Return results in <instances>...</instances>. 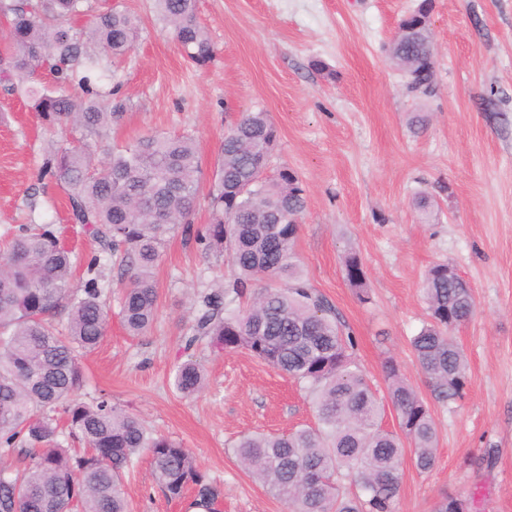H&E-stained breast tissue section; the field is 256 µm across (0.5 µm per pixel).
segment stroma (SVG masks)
Returning a JSON list of instances; mask_svg holds the SVG:
<instances>
[{
  "instance_id": "35a3bbf8",
  "label": "stroma",
  "mask_w": 512,
  "mask_h": 512,
  "mask_svg": "<svg viewBox=\"0 0 512 512\" xmlns=\"http://www.w3.org/2000/svg\"><path fill=\"white\" fill-rule=\"evenodd\" d=\"M142 23L135 48L112 67L127 103L122 122L91 142L98 158L149 134L194 137L208 188L225 131L245 112H266L279 130L272 168L296 170L307 194L296 243L303 274L351 327L355 360L378 390L394 360L427 399L436 464L404 460L396 512H433L444 493L467 512H512V0H433L432 94L405 88L388 46L419 0H198L215 47L190 63L153 0H118ZM324 70H315L313 61ZM425 112L423 133L407 125ZM62 134L46 128L20 94L0 90V248L22 224H52L78 263L101 247L70 223L66 198L39 172ZM437 203L429 222L414 207ZM355 248L369 302L349 285L342 256ZM446 263L474 292V317L453 336L467 361L463 398L433 400L409 340L428 321L425 270ZM233 274L225 255L203 254L181 230L166 237L155 270L159 305L150 332L131 336L112 315L83 358L84 400L98 391L154 432L190 448L224 485L218 512H287L251 478L234 447L247 434H282L315 423L311 399L249 352L186 348L201 293ZM202 367V391L185 396L172 370ZM141 456L125 480L131 512H189L152 486Z\"/></svg>"
}]
</instances>
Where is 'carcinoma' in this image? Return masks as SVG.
Listing matches in <instances>:
<instances>
[{
	"instance_id": "cac0c4a2",
	"label": "carcinoma",
	"mask_w": 512,
	"mask_h": 512,
	"mask_svg": "<svg viewBox=\"0 0 512 512\" xmlns=\"http://www.w3.org/2000/svg\"><path fill=\"white\" fill-rule=\"evenodd\" d=\"M177 43L198 66L214 46L197 16V0H155ZM429 0L401 25L413 28L390 45L392 62L427 95L435 84L429 37ZM8 69L0 84L22 94L47 126L81 131L86 143H62L41 170L64 189L69 219L99 239L123 267L119 312L132 336L151 328L158 308L154 269L166 235L176 228L205 253H227L235 276L205 294L196 335L224 352L245 349L313 396L318 426L286 434L244 437L235 454L248 472L289 512H394L404 443L421 472L435 465L437 429L427 402L392 361L384 367L387 396L399 431L381 429L382 405L355 362L356 339L336 309L302 278L295 245L306 190L288 167L259 177V161L273 153L278 129L267 112H246L224 134L208 193L211 223L193 228L201 182L198 148L186 135H146L95 161L87 140L123 119L117 90L102 89L100 54L119 59L139 36V19L117 6L89 0H9ZM91 13L77 29L75 17ZM48 71L59 90L40 85ZM78 81L79 94L62 88ZM74 282L76 261L51 224L22 225L0 254V449L20 452V466H0V512H129L126 470L142 453L152 480L170 500L193 491L192 505L215 512L223 487L198 466L190 449L152 432L135 414L101 395L78 397L85 383L82 358L105 336L110 309L99 279ZM348 281L361 302L370 300L359 253L344 255ZM422 292L429 321L410 339L419 371L435 399L463 396L467 363L448 318L465 322L475 299L470 284L427 271ZM66 316L64 328L56 318ZM174 385L185 395L204 386L203 370L189 359Z\"/></svg>"
}]
</instances>
